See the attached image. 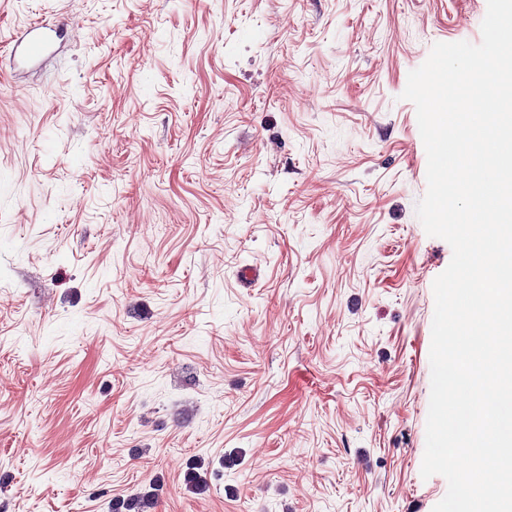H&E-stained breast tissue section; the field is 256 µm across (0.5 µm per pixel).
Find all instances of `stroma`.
<instances>
[{
  "mask_svg": "<svg viewBox=\"0 0 512 512\" xmlns=\"http://www.w3.org/2000/svg\"><path fill=\"white\" fill-rule=\"evenodd\" d=\"M486 12L0 0V512H433L452 249L402 93ZM35 20L65 31L22 66ZM155 497L152 494L134 495L127 498L112 500V512H152L156 507Z\"/></svg>",
  "mask_w": 512,
  "mask_h": 512,
  "instance_id": "obj_1",
  "label": "stroma"
}]
</instances>
